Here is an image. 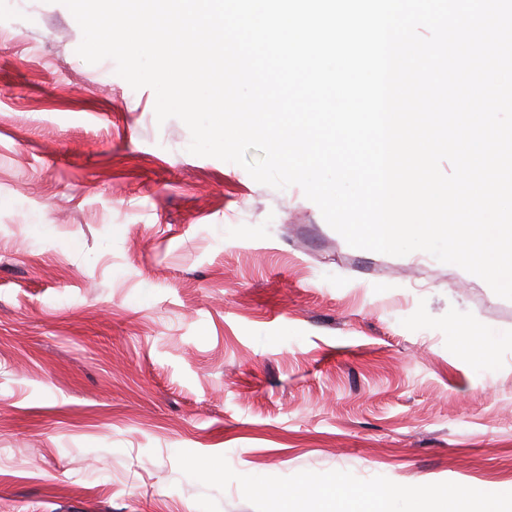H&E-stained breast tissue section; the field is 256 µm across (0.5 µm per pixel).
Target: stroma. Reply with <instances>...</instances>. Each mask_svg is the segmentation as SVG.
<instances>
[{"label": "stroma", "mask_w": 512, "mask_h": 512, "mask_svg": "<svg viewBox=\"0 0 512 512\" xmlns=\"http://www.w3.org/2000/svg\"><path fill=\"white\" fill-rule=\"evenodd\" d=\"M81 40L59 0H0V512H255L181 450L512 482V300L190 154Z\"/></svg>", "instance_id": "stroma-1"}]
</instances>
